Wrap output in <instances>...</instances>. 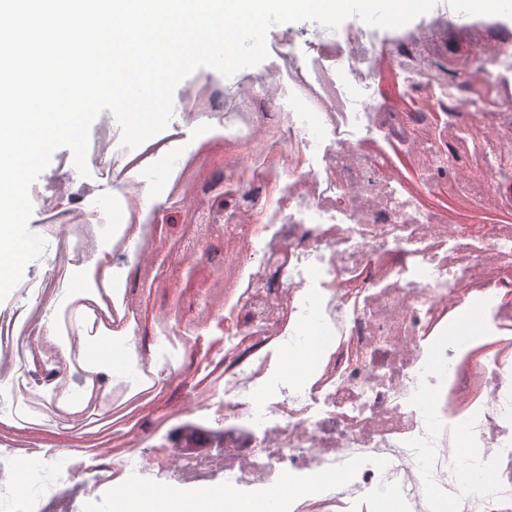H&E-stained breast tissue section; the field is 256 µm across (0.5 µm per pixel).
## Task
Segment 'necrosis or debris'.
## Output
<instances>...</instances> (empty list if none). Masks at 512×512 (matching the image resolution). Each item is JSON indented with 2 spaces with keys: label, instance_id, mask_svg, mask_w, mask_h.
<instances>
[{
  "label": "necrosis or debris",
  "instance_id": "necrosis-or-debris-1",
  "mask_svg": "<svg viewBox=\"0 0 512 512\" xmlns=\"http://www.w3.org/2000/svg\"><path fill=\"white\" fill-rule=\"evenodd\" d=\"M465 12L444 0L382 38L351 19L286 72L225 85L220 122L187 84L166 155L185 154L179 124L217 128L224 173L179 171L176 248L126 223L152 151L122 147L102 113L88 153L110 198L67 181L30 195L48 278L0 302V426L83 425L122 402L134 425L94 434L112 450L99 468L45 450L55 483L15 512H77L129 471L153 490L223 478L224 512L248 496L278 512H512V220H463L512 217V26ZM463 167L484 179L459 181ZM214 240L224 256L206 264L195 319L220 333L202 346L166 323L143 344V309L167 308L152 294ZM78 275L81 294L64 286ZM25 297L37 318L20 319ZM474 306L481 325L449 337ZM311 325L326 341L307 353ZM107 337L125 356L105 398L76 368ZM301 357L308 374L285 378Z\"/></svg>",
  "mask_w": 512,
  "mask_h": 512
}]
</instances>
